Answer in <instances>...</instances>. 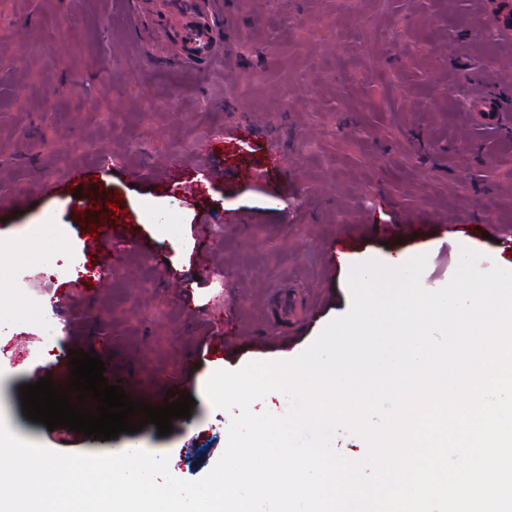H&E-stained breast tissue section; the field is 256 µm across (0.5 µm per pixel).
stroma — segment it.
<instances>
[{
  "instance_id": "stroma-1",
  "label": "stroma",
  "mask_w": 512,
  "mask_h": 512,
  "mask_svg": "<svg viewBox=\"0 0 512 512\" xmlns=\"http://www.w3.org/2000/svg\"><path fill=\"white\" fill-rule=\"evenodd\" d=\"M223 68L173 65L157 0H0V241L51 213L78 273L42 274L58 254L29 243L0 289L37 284L43 316L0 309V415L51 451L168 455L182 480L222 455L231 412L204 389L219 369L298 357L350 308L348 268L426 255L422 283L452 278L461 248L481 269L512 256V0H229ZM473 26H464V19ZM489 81L496 129L474 115ZM216 144L201 153L204 141ZM206 190L189 194L172 158ZM93 170L70 191L72 170ZM55 189L40 193L43 183ZM120 195L128 221L85 208ZM176 212L168 238L157 216ZM112 229V276L95 293L88 224ZM412 225L397 236L392 224ZM499 232L475 234L474 224ZM337 261H330V252ZM66 319V337L45 321ZM95 350L136 400L181 386L190 418L109 441L25 418L35 353Z\"/></svg>"
}]
</instances>
